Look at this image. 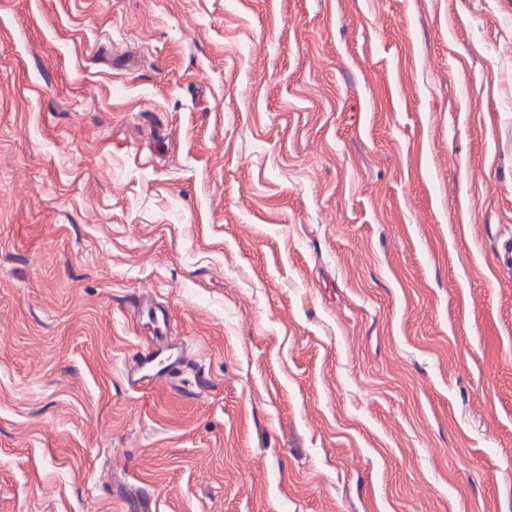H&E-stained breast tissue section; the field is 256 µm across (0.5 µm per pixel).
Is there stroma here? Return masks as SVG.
<instances>
[{
  "instance_id": "obj_1",
  "label": "stroma",
  "mask_w": 512,
  "mask_h": 512,
  "mask_svg": "<svg viewBox=\"0 0 512 512\" xmlns=\"http://www.w3.org/2000/svg\"><path fill=\"white\" fill-rule=\"evenodd\" d=\"M509 235L512 0H0V512H512ZM153 350L140 354L126 370V380L130 387L140 389L148 385L155 375L146 373L147 366L152 362Z\"/></svg>"
}]
</instances>
